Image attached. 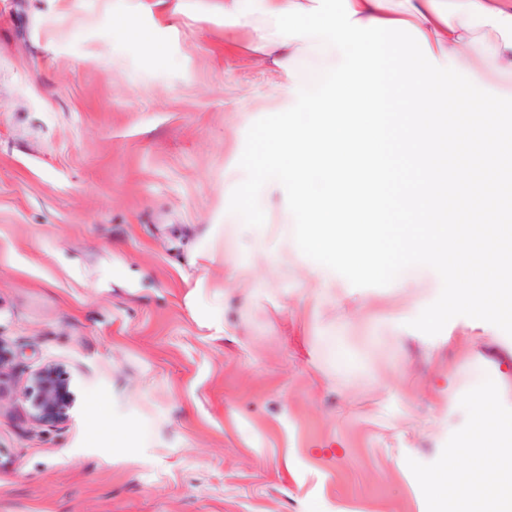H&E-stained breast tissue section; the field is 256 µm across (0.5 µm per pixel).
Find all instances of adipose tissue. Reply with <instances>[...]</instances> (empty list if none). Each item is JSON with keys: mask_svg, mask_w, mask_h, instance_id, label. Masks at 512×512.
Masks as SVG:
<instances>
[{"mask_svg": "<svg viewBox=\"0 0 512 512\" xmlns=\"http://www.w3.org/2000/svg\"><path fill=\"white\" fill-rule=\"evenodd\" d=\"M224 19L262 62L288 76L292 117L271 139L287 166L269 165L250 184L254 201L283 193L302 220L296 241L321 293L336 295L337 269L396 279L397 265H422L448 294L424 319L448 314L512 326V0H224ZM393 52L411 107L385 105L373 48ZM324 60L312 75L297 61ZM411 157L414 191L391 199L394 151ZM415 216L398 229L394 211ZM398 287L405 280L396 279ZM499 376L463 400L466 424L421 478L436 512H512V412Z\"/></svg>", "mask_w": 512, "mask_h": 512, "instance_id": "1", "label": "adipose tissue"}]
</instances>
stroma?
Returning <instances> with one entry per match:
<instances>
[{
    "label": "stroma",
    "mask_w": 512,
    "mask_h": 512,
    "mask_svg": "<svg viewBox=\"0 0 512 512\" xmlns=\"http://www.w3.org/2000/svg\"><path fill=\"white\" fill-rule=\"evenodd\" d=\"M287 80L225 49L224 0H0V512H431L448 386L500 374L512 409V329L387 321L441 297L427 269L339 274V305L287 214L250 213L273 263L231 223ZM50 363L54 426L25 396ZM25 395L36 423L59 424L69 418L73 395L69 379L60 366L50 364L35 371Z\"/></svg>",
    "instance_id": "stroma-1"
}]
</instances>
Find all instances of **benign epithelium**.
I'll return each mask as SVG.
<instances>
[{
	"label": "benign epithelium",
	"instance_id": "benign-epithelium-1",
	"mask_svg": "<svg viewBox=\"0 0 512 512\" xmlns=\"http://www.w3.org/2000/svg\"><path fill=\"white\" fill-rule=\"evenodd\" d=\"M26 398L31 417L39 424H59L69 418L73 395L69 379L58 365H46L32 374Z\"/></svg>",
	"mask_w": 512,
	"mask_h": 512
}]
</instances>
